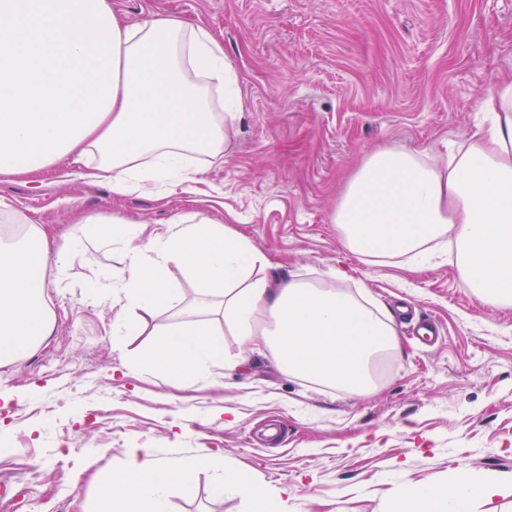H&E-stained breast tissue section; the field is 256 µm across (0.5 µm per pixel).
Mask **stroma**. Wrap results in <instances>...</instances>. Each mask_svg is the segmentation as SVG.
Returning <instances> with one entry per match:
<instances>
[{"label": "stroma", "mask_w": 512, "mask_h": 512, "mask_svg": "<svg viewBox=\"0 0 512 512\" xmlns=\"http://www.w3.org/2000/svg\"><path fill=\"white\" fill-rule=\"evenodd\" d=\"M127 23L149 15L205 26L240 76L244 110L223 163L202 193L114 194L78 167L54 166L38 182H0V225L32 221L51 250L73 243L71 270L47 262L56 317L39 349L0 366V512H94V473L147 446L171 463L218 454L224 470L266 489L275 512H394L427 483L512 478V307L488 305L463 283L449 255L427 269L367 266L332 215L350 176L381 146L428 148L469 137L480 101L512 80V0H112ZM198 213L245 237L277 278L320 282L396 310L407 298L436 317L425 348L395 321L397 358L375 366L377 390L342 393L283 374L270 353L221 364L179 391L142 363L158 333L200 322L207 297L182 265L169 279L187 309L159 313L121 344L97 303L96 269L119 274L131 248L150 252V230ZM143 224L135 243L101 244L93 218ZM200 467L195 489L173 492L170 512H253L242 494L216 495Z\"/></svg>", "instance_id": "1"}]
</instances>
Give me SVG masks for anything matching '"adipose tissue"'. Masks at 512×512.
<instances>
[{
    "instance_id": "1",
    "label": "adipose tissue",
    "mask_w": 512,
    "mask_h": 512,
    "mask_svg": "<svg viewBox=\"0 0 512 512\" xmlns=\"http://www.w3.org/2000/svg\"><path fill=\"white\" fill-rule=\"evenodd\" d=\"M239 76L201 24L155 17L129 25L111 0H0V179L81 164L89 180L125 195L173 181L195 190L206 166L223 163L229 124L242 112ZM490 122L449 142L446 160L427 148L374 149L354 173L332 216L346 247L365 264L422 267L437 251L483 302L512 305V82L483 100ZM206 166H199L197 156ZM48 239L31 225L20 241L0 239V366L42 346L55 321L41 269ZM186 266L216 296L239 354L269 348L280 370L358 395L376 390L374 367L398 350L392 317L336 286L281 283L256 275L265 258L232 229L199 214L177 215L131 251L118 275L125 313L117 341L140 323L180 310L169 264ZM227 353L203 325L164 333L146 357L178 383L205 377ZM214 466V487L264 503L263 490L225 473L217 454L162 464L130 449L122 469L96 476L99 512H169L173 489L194 490L195 471ZM512 494V483L456 474L453 486L423 484L396 512H472L476 500Z\"/></svg>"
}]
</instances>
